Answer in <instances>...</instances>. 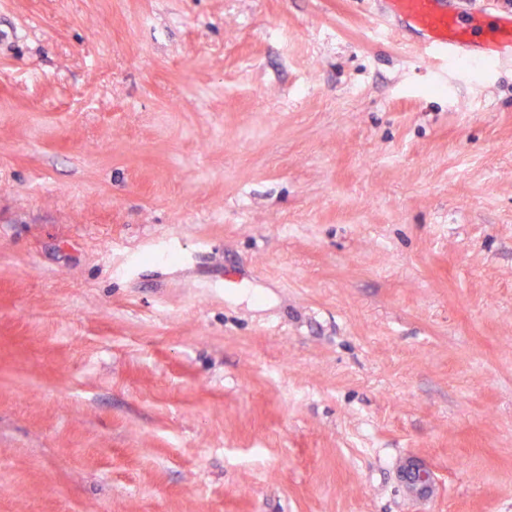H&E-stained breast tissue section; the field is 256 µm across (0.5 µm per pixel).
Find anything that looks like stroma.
<instances>
[{
    "label": "stroma",
    "instance_id": "1",
    "mask_svg": "<svg viewBox=\"0 0 512 512\" xmlns=\"http://www.w3.org/2000/svg\"><path fill=\"white\" fill-rule=\"evenodd\" d=\"M375 9L0 0V512H512V63ZM401 478L406 488L416 497L429 495L436 483L433 471L426 465L413 460L403 467Z\"/></svg>",
    "mask_w": 512,
    "mask_h": 512
}]
</instances>
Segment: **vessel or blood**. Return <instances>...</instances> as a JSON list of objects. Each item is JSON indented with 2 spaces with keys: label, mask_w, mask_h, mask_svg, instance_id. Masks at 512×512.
Listing matches in <instances>:
<instances>
[{
  "label": "vessel or blood",
  "mask_w": 512,
  "mask_h": 512,
  "mask_svg": "<svg viewBox=\"0 0 512 512\" xmlns=\"http://www.w3.org/2000/svg\"><path fill=\"white\" fill-rule=\"evenodd\" d=\"M484 3L464 20L451 0H378V15L391 32H417V48L439 65L512 61V10Z\"/></svg>",
  "instance_id": "b4317fda"
}]
</instances>
